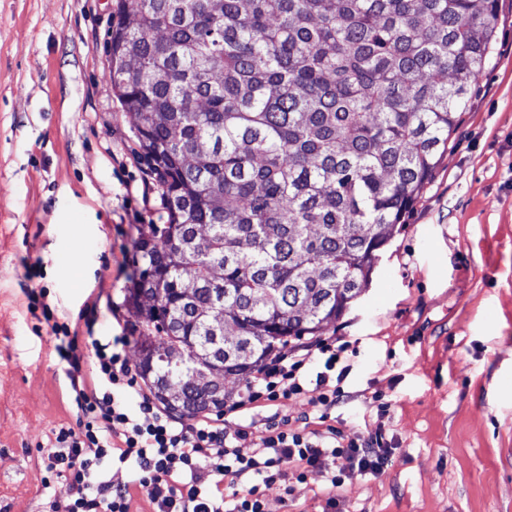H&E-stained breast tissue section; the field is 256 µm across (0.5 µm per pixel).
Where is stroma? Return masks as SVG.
<instances>
[{"mask_svg": "<svg viewBox=\"0 0 512 512\" xmlns=\"http://www.w3.org/2000/svg\"><path fill=\"white\" fill-rule=\"evenodd\" d=\"M118 0H0V512H46L41 449L75 424L54 326L81 373L94 342L145 335L137 242L167 214L112 91ZM432 181L369 288L297 345L340 340L337 428L383 427L379 477L348 512H512V0ZM78 255L80 264L68 263Z\"/></svg>", "mask_w": 512, "mask_h": 512, "instance_id": "1", "label": "stroma"}]
</instances>
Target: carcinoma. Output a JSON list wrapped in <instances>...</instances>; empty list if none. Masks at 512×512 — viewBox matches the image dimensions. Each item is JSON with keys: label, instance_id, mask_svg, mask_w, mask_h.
I'll use <instances>...</instances> for the list:
<instances>
[{"label": "carcinoma", "instance_id": "obj_1", "mask_svg": "<svg viewBox=\"0 0 512 512\" xmlns=\"http://www.w3.org/2000/svg\"><path fill=\"white\" fill-rule=\"evenodd\" d=\"M498 7L132 0L109 77L165 187L131 300L150 331L138 369L168 412L224 407L214 364L245 377L368 286L448 148Z\"/></svg>", "mask_w": 512, "mask_h": 512}]
</instances>
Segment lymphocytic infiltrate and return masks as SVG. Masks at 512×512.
<instances>
[{
	"mask_svg": "<svg viewBox=\"0 0 512 512\" xmlns=\"http://www.w3.org/2000/svg\"><path fill=\"white\" fill-rule=\"evenodd\" d=\"M128 343L117 336L95 344L97 374L90 384L77 370L73 338H60L77 420L53 428L47 442L49 512H130L134 486L145 491L151 512H266L261 487L276 484L291 496L313 471L326 484L322 512H344L337 488L358 475H381L388 465L382 432L344 431L328 422L347 376L336 368L341 347L320 343L323 368L313 376L283 349L225 404L231 413L261 400L294 398L304 406L300 426L286 418L265 423L258 434L246 425L229 435L223 416L186 424L162 412L137 385ZM314 417L325 421V429L310 428ZM114 466L133 469L134 483H114L108 476ZM228 479L240 485L229 495L222 488Z\"/></svg>",
	"mask_w": 512,
	"mask_h": 512,
	"instance_id": "lymphocytic-infiltrate-1",
	"label": "lymphocytic infiltrate"
}]
</instances>
